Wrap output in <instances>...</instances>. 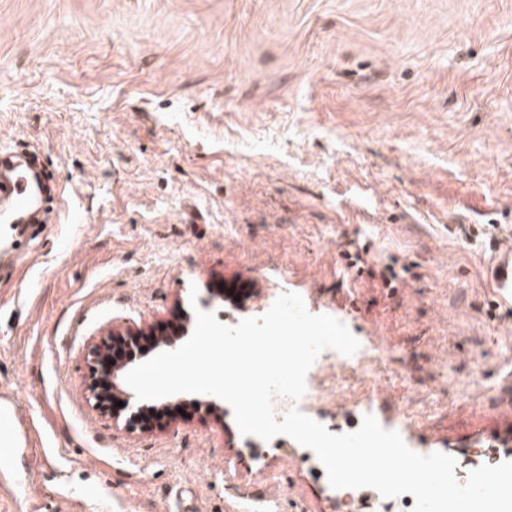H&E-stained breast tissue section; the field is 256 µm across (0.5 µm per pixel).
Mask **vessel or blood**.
Instances as JSON below:
<instances>
[{"instance_id": "vessel-or-blood-1", "label": "vessel or blood", "mask_w": 512, "mask_h": 512, "mask_svg": "<svg viewBox=\"0 0 512 512\" xmlns=\"http://www.w3.org/2000/svg\"><path fill=\"white\" fill-rule=\"evenodd\" d=\"M49 174L24 149L0 151V223L37 222L47 211ZM497 288L512 295V244L501 248L494 270Z\"/></svg>"}]
</instances>
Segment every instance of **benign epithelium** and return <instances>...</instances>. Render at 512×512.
Listing matches in <instances>:
<instances>
[{
  "label": "benign epithelium",
  "mask_w": 512,
  "mask_h": 512,
  "mask_svg": "<svg viewBox=\"0 0 512 512\" xmlns=\"http://www.w3.org/2000/svg\"><path fill=\"white\" fill-rule=\"evenodd\" d=\"M189 337L186 327L174 329L169 334L157 336L154 332H145L137 326L119 325L100 340L88 345L86 361L89 378L87 383L88 401L103 414L112 416L115 423L123 424L129 430L146 429L148 423L140 419L142 407L136 406L137 398L125 382V375L139 364V356L149 349L169 351L178 348ZM106 378L110 393L123 397L124 406L112 408L101 394L99 379ZM190 404L213 414H223L221 399L211 395L175 396L166 399V407Z\"/></svg>",
  "instance_id": "benign-epithelium-1"
}]
</instances>
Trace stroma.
Returning a JSON list of instances; mask_svg holds the SVG:
<instances>
[{
	"mask_svg": "<svg viewBox=\"0 0 512 512\" xmlns=\"http://www.w3.org/2000/svg\"><path fill=\"white\" fill-rule=\"evenodd\" d=\"M0 146L65 188L0 279V402L22 449L0 512H343L315 454L196 408L130 431L87 399L88 345L193 304L234 325L279 295L412 369L365 410L407 445L512 460V0H0ZM411 266L396 288L344 267L353 241ZM478 363L477 381L460 380ZM496 288L510 294L512 300V244L500 248V255L494 270Z\"/></svg>",
	"mask_w": 512,
	"mask_h": 512,
	"instance_id": "obj_1",
	"label": "stroma"
}]
</instances>
